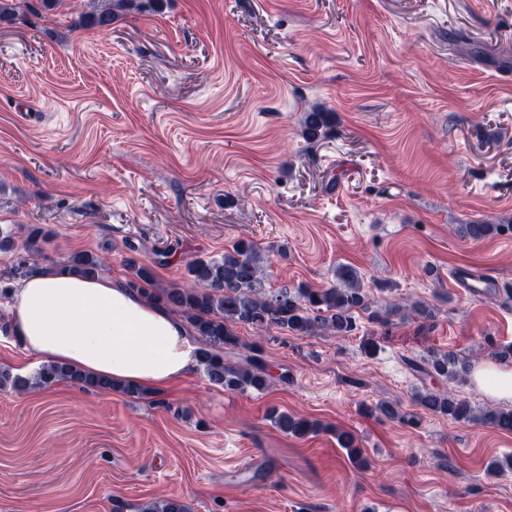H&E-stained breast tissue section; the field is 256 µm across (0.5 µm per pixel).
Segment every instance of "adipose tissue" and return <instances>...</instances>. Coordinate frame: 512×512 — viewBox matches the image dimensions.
<instances>
[{"label": "adipose tissue", "instance_id": "1", "mask_svg": "<svg viewBox=\"0 0 512 512\" xmlns=\"http://www.w3.org/2000/svg\"><path fill=\"white\" fill-rule=\"evenodd\" d=\"M26 353L116 384L166 387L196 365V346L165 308L106 276L56 267L23 278L7 302ZM471 379L488 397L512 401V369L485 362Z\"/></svg>", "mask_w": 512, "mask_h": 512}]
</instances>
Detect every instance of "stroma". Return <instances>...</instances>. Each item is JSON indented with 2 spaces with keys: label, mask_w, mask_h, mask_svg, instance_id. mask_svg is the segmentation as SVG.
I'll return each instance as SVG.
<instances>
[{
  "label": "stroma",
  "mask_w": 512,
  "mask_h": 512,
  "mask_svg": "<svg viewBox=\"0 0 512 512\" xmlns=\"http://www.w3.org/2000/svg\"><path fill=\"white\" fill-rule=\"evenodd\" d=\"M76 0L0 23V367L36 363L7 331L28 268L167 252L155 275L238 239L282 245L267 287L328 288L358 271L379 306L423 319L359 320L351 335L261 340L262 393L227 392L196 368L128 397L62 381L0 389V512H512V433L418 407L423 386L494 407L470 381L411 361L469 367L512 344V0H169L159 14L67 32ZM331 127L304 139L306 112ZM53 229L28 258V228ZM463 224H502L475 241ZM498 282L477 297L448 274ZM377 344L366 355L364 338ZM397 404L402 420L376 412ZM330 425L297 438L271 412ZM352 433L354 464L334 429ZM459 365V360L454 355L445 354L441 357L435 358L431 362V368L437 376L446 378L448 380H455L461 378L462 373L467 372L465 364Z\"/></svg>",
  "instance_id": "1"
}]
</instances>
